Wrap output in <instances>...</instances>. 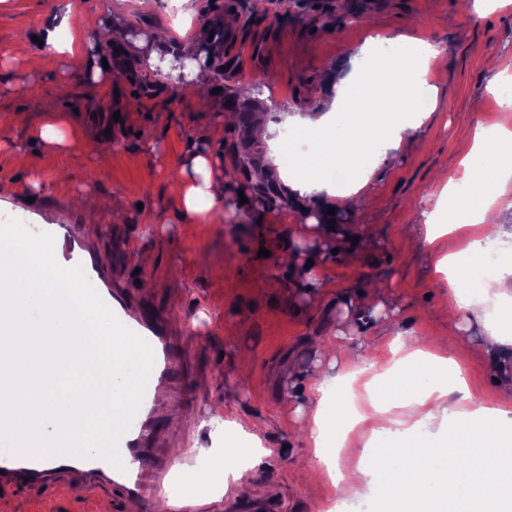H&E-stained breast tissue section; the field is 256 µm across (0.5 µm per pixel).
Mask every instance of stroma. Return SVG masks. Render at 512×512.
Returning <instances> with one entry per match:
<instances>
[{
	"label": "stroma",
	"mask_w": 512,
	"mask_h": 512,
	"mask_svg": "<svg viewBox=\"0 0 512 512\" xmlns=\"http://www.w3.org/2000/svg\"><path fill=\"white\" fill-rule=\"evenodd\" d=\"M62 2L0 0V134L6 136L0 182L17 186L0 196V218L81 225L117 282L166 312L186 352L190 388L173 407L157 448L172 471L184 473L198 512H219L237 499L234 488L223 485L224 423L231 419L262 432L266 452L246 472L258 499L277 502L281 512H328L336 491L299 432L315 401L310 385L329 370L344 372L350 353L385 363L394 332L415 345L468 340L472 349L459 362L472 396L512 407V356L491 361L481 350L486 332L468 312L452 320L442 315L448 286L435 271L438 252L463 249L465 237L437 248L405 246L407 234L424 231L421 211L440 190L437 175L459 177L475 127L503 122L499 79L487 61L498 56L512 65V5L462 12L454 0H357L350 8L343 0H196L193 15L175 16L178 0H156L149 15L135 0L121 9L111 0H71L122 48L111 73L88 87L69 53H62L52 76L25 62L30 34ZM228 14L237 19V45L204 46L215 90L202 112L196 68H180L177 49L200 24L223 22ZM151 24L167 29L164 45L140 44L141 30ZM400 35L443 48L442 66L427 76L437 105L407 135L351 223L328 234L293 212L262 228L233 213L181 223L179 163L189 151L229 161V195L254 191L238 165L261 159L264 150L243 126L225 127L228 100L243 99L259 82L262 111L291 105L328 111L331 103L321 95L328 69L369 39ZM53 117L62 123L64 146L28 138L29 126ZM35 178L43 186L33 198ZM101 191L122 202L124 222L104 212L86 223L79 201ZM355 236L361 248L345 254L347 238ZM288 243L299 254L289 263ZM262 248L267 256H259ZM310 257L324 273L315 288L305 270ZM372 288L380 309L356 323L344 296ZM127 504L109 485L90 490L67 475L51 486L0 489V512H127Z\"/></svg>",
	"instance_id": "1"
}]
</instances>
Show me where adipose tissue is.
Masks as SVG:
<instances>
[{"label":"adipose tissue","mask_w":512,"mask_h":512,"mask_svg":"<svg viewBox=\"0 0 512 512\" xmlns=\"http://www.w3.org/2000/svg\"><path fill=\"white\" fill-rule=\"evenodd\" d=\"M72 25L93 34L98 31L94 16L65 5L48 19L38 41L31 43V64L56 70L54 30ZM442 57L432 43L403 36L385 46L369 41L349 52L324 80L326 94L338 104L336 111L297 112L279 123L268 113L257 114L251 138L267 145L268 151L252 168L251 182L261 185L278 177L288 192V206L305 215L310 225L327 223L333 209L355 212L373 188L378 170L395 160L407 131L434 110L435 89L425 75ZM280 124L309 138L306 150L289 167L284 164L283 144L274 135ZM336 166L352 171L345 187L330 185L319 176L320 171ZM190 170L178 195L182 222L204 223L226 212L228 173L223 165L198 152L190 157ZM422 216L424 240L429 244L466 225L494 228L499 235L512 237V226L506 224L512 218V131L477 127L461 177L445 179ZM483 255L484 242L476 237L465 249L443 255L437 270L448 283L454 309L485 318L488 348L496 356L512 346V263L492 279V292L469 290V280L482 271ZM395 353L399 378L390 383L384 377L375 378L369 388L373 410L360 417L394 442L379 449L371 464L358 471L345 472L333 465V429L338 418L330 402L331 379L312 385L317 403L304 422V432L316 460L329 467L338 502L346 503L357 492L355 477L360 474L393 484L394 512H416L420 503L431 498L436 501L435 512H512V410L472 401L458 359L446 352L401 342ZM422 372L432 384L410 396ZM224 428L232 441L224 450L232 461L228 472L236 490L248 492L244 470L236 463L240 450L235 442L247 440L251 453H262L260 432L234 421L225 422ZM402 451L410 459L409 466L396 463Z\"/></svg>","instance_id":"ef3b65f1"}]
</instances>
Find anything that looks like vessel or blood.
Returning a JSON list of instances; mask_svg holds the SVG:
<instances>
[{"instance_id":"vessel-or-blood-1","label":"vessel or blood","mask_w":512,"mask_h":512,"mask_svg":"<svg viewBox=\"0 0 512 512\" xmlns=\"http://www.w3.org/2000/svg\"><path fill=\"white\" fill-rule=\"evenodd\" d=\"M33 230L53 235L57 263L81 267L120 322L151 345L154 367L142 404L118 442L125 471L116 470L98 456L58 452L47 461L35 451L11 450L0 453V488L20 480L48 482L66 474L84 478L93 485L110 484L115 491L127 496H160L170 467L159 461L155 446L169 426V413L158 406L155 397L162 390L179 396L186 382L183 354L169 330L167 316L153 306L136 301L129 289L115 285L109 267L87 247L77 225L37 224Z\"/></svg>"}]
</instances>
